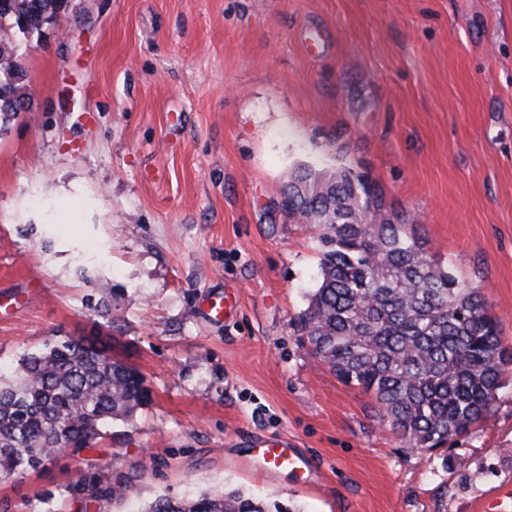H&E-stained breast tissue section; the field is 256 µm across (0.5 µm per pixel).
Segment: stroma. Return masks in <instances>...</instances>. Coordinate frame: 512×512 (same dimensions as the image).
I'll return each instance as SVG.
<instances>
[{
  "label": "stroma",
  "instance_id": "obj_1",
  "mask_svg": "<svg viewBox=\"0 0 512 512\" xmlns=\"http://www.w3.org/2000/svg\"><path fill=\"white\" fill-rule=\"evenodd\" d=\"M21 48L0 364L98 336L150 401L95 450L0 482V512H141L226 485L300 512H484L512 484V381L476 433L419 452L314 358L297 317L317 231L281 207L296 167L365 174L512 346V0H70ZM114 288L111 318L89 309ZM261 435L310 468L261 466Z\"/></svg>",
  "mask_w": 512,
  "mask_h": 512
}]
</instances>
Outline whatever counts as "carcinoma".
<instances>
[{
    "label": "carcinoma",
    "mask_w": 512,
    "mask_h": 512,
    "mask_svg": "<svg viewBox=\"0 0 512 512\" xmlns=\"http://www.w3.org/2000/svg\"><path fill=\"white\" fill-rule=\"evenodd\" d=\"M56 0H18L0 22L51 18ZM21 44L0 38V88L31 101L15 61ZM284 211L314 222L319 280L300 331L312 355L370 394L379 418L410 448L430 451L472 434L512 366V349L484 307L481 288L429 254L419 225L384 212L368 180L350 169L289 176ZM149 400L143 375L82 338H57L0 371V480L37 471L61 451L79 454ZM143 512H292L239 489L160 495Z\"/></svg>",
    "instance_id": "cac0c4a2"
}]
</instances>
